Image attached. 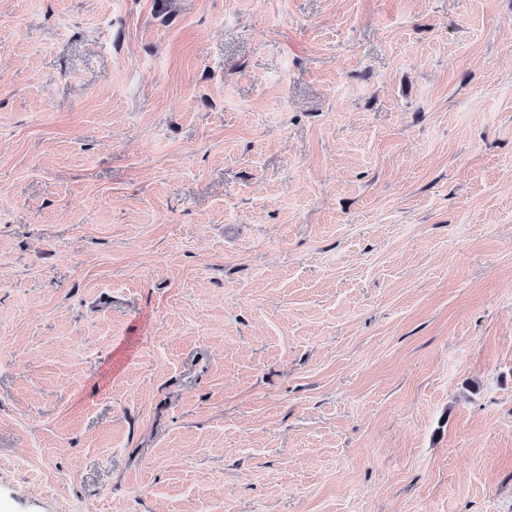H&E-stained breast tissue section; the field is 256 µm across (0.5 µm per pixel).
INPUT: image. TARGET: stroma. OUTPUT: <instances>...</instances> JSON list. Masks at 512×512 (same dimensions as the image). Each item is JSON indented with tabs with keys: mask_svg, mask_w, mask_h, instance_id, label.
Returning a JSON list of instances; mask_svg holds the SVG:
<instances>
[{
	"mask_svg": "<svg viewBox=\"0 0 512 512\" xmlns=\"http://www.w3.org/2000/svg\"><path fill=\"white\" fill-rule=\"evenodd\" d=\"M0 512H512V0H0Z\"/></svg>",
	"mask_w": 512,
	"mask_h": 512,
	"instance_id": "obj_1",
	"label": "stroma"
}]
</instances>
